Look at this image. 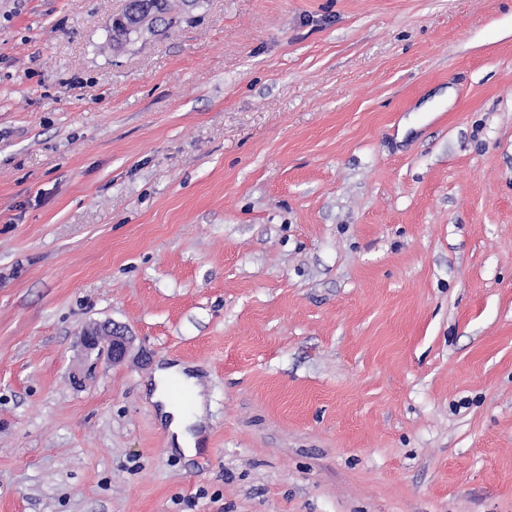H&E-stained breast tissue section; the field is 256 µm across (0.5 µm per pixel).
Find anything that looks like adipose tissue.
<instances>
[{"label":"adipose tissue","instance_id":"1","mask_svg":"<svg viewBox=\"0 0 512 512\" xmlns=\"http://www.w3.org/2000/svg\"><path fill=\"white\" fill-rule=\"evenodd\" d=\"M179 379L189 386H196V378L187 375L184 366L179 364L162 365L155 369L146 388L152 402L160 406V416L168 424L169 440L177 452L192 457L198 452L197 429L204 421L205 406L203 396H196L193 410H184L169 402L165 392L171 380Z\"/></svg>","mask_w":512,"mask_h":512}]
</instances>
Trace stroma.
<instances>
[{"label": "stroma", "mask_w": 512, "mask_h": 512, "mask_svg": "<svg viewBox=\"0 0 512 512\" xmlns=\"http://www.w3.org/2000/svg\"><path fill=\"white\" fill-rule=\"evenodd\" d=\"M124 5L0 0V512H512V0ZM151 0H131L130 12L127 18H121L126 15L127 10L129 9V4L127 3L125 6V10L122 15L113 20L121 18L119 25L121 27V31L118 32L119 37H121L124 32L132 31V30H140L148 27L151 24L152 20V8L150 6ZM174 0H153L151 4L153 9L157 15V26L159 23H164L166 21V17L170 14L176 7ZM82 351L94 362L90 363L84 377L92 373L93 366L99 360H106L110 363H118L125 359L129 351L130 341L126 334L110 323L85 326L81 329L79 336ZM173 379L182 380L195 391L193 410L186 411L179 405L169 402L165 392L168 383ZM197 379L185 372V367L179 364L162 365L155 369L152 380L145 388L150 393V400L160 403V416L168 424L169 440L175 446L171 448L184 456L193 457L198 453L199 436L196 428L204 422V397L200 394Z\"/></svg>", "instance_id": "obj_1"}]
</instances>
